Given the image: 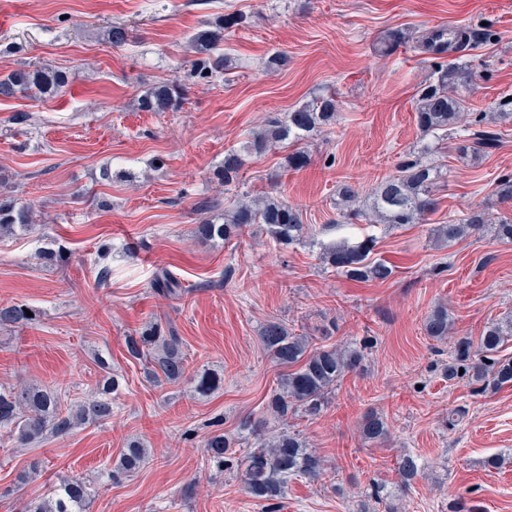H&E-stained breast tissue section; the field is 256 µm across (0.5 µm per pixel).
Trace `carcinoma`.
I'll return each mask as SVG.
<instances>
[{
    "label": "carcinoma",
    "mask_w": 512,
    "mask_h": 512,
    "mask_svg": "<svg viewBox=\"0 0 512 512\" xmlns=\"http://www.w3.org/2000/svg\"><path fill=\"white\" fill-rule=\"evenodd\" d=\"M242 13L228 12L202 23L189 39L195 58L189 61L188 75L208 82L224 77L232 70L228 57L221 51L224 34L242 26ZM108 41L121 47L128 43L125 26L115 24L107 30ZM409 36L401 30L389 32L380 42V51L388 53L407 44ZM420 53L441 55L448 51L442 32H431L412 43ZM477 72L471 62L456 60L437 62L430 79L420 86L415 98V121L425 135L439 131L450 132L467 116L462 92L474 84ZM67 84L65 71L47 64L22 63L6 78L0 79V97L11 98L19 94L29 99H46L57 95ZM186 86L179 77L159 83L145 90L138 98L143 112H178L182 108ZM336 97L325 93L286 113L272 117L260 131L252 134L237 148L224 153V163L217 172L224 186L238 184L246 158L261 155L277 144L293 147L288 154V167L299 170L309 164L308 154L300 148L302 142L336 121ZM426 151L401 165L396 174L383 178L370 196L359 200V194L349 184L340 189L341 201L346 209L340 217L347 224L359 221L386 224L399 228L419 224L436 206L435 192L438 173L425 160ZM34 211L18 205L14 199L0 196V237L13 235L34 223ZM253 224L265 225L266 233L276 245L286 248L303 236L302 212L288 202L273 195H265L249 203L236 204L224 209L222 217H205L197 225V236L204 241L216 238L228 241L245 233ZM492 225L494 235L501 241L512 242V218L493 220L487 209L474 206L461 218L448 220L435 229L436 238L451 243L468 234L484 231ZM376 238L366 236L355 243H336L323 247L321 262L347 278L357 282L385 281L393 268L385 261H371L370 254ZM153 288L169 296L184 292L181 283L168 271L157 275ZM33 311L25 304L0 305V326L27 325L36 317L26 315ZM452 318L448 306L435 308L424 321V331L435 341L448 337ZM512 338V317L487 324L477 339L462 337L456 340L448 364L443 368L452 381L461 377L483 389L500 390L512 387V357L499 355L505 340ZM261 339L273 362L285 369L280 392L271 400V407L286 420L299 414L318 415L328 395L344 377L362 361V351L347 347L320 345L311 336L294 334L277 322L266 324ZM127 355L145 363L146 375L176 383L187 378L186 355L182 341L171 323L159 320L145 330L126 338ZM195 388L206 394L218 386V379L207 372L193 375ZM118 390L115 380L109 378L84 401L73 408L65 406L57 391L33 385H22L0 392V429H7L26 446L43 440L47 435L64 436L78 424L104 423L112 418V395ZM205 441L204 451L210 461L219 467L234 459L231 439L224 434L221 423H214ZM365 441L382 444L389 436L383 416L367 415L362 424ZM149 458V450L142 444H131L119 463L106 471L110 481L119 482L138 472ZM240 477L253 498L276 501L284 493L291 477L318 479L324 472L323 459L298 434L282 431L271 442L251 448L240 458ZM397 471L408 483L418 471V459L405 454L397 461ZM95 497L94 487L81 479H68L50 489L48 498L26 507L25 512H90Z\"/></svg>",
    "instance_id": "cac0c4a2"
}]
</instances>
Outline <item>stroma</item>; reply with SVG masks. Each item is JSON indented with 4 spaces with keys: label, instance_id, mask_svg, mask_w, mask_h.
Returning <instances> with one entry per match:
<instances>
[{
    "label": "stroma",
    "instance_id": "35a3bbf8",
    "mask_svg": "<svg viewBox=\"0 0 512 512\" xmlns=\"http://www.w3.org/2000/svg\"><path fill=\"white\" fill-rule=\"evenodd\" d=\"M234 10L246 19L222 44L236 63L228 80L189 77L190 35ZM115 23L126 26L128 45L107 42ZM450 26L493 35L468 55L477 78L467 106L485 122L437 142L438 204L423 223H341L340 185L368 196L427 143L412 100L432 60L402 47L379 53L381 38ZM274 52L288 54L287 70H265ZM23 62L66 70L69 85L50 100L0 99V176L10 196L46 219L0 238V305L40 313L0 327V387L50 385L64 401L85 398L100 379V351L121 390L106 423L29 446L0 436V512H20L72 477L95 484L91 512H263L235 470L217 469L202 447L213 421L237 437L247 419L264 420L270 435L301 432L325 461L322 480H289L278 512H448L461 498L478 512H512V388L484 391L442 374L455 339L512 314V243L484 233L443 246L431 235L478 204L512 216V201L495 194L498 180L512 177V122L491 117L512 98V0H0V75ZM177 75L188 87L180 111L138 110L142 90ZM315 91L334 93L338 114L304 142L309 164L289 169L278 147L225 189L214 176L225 151ZM479 134L488 140L471 151ZM269 192L301 209L310 227L303 243L274 248L258 224L226 243L196 238L199 200L227 207ZM367 234L394 267L388 280L355 282L321 263V245ZM55 238L69 248L64 261H37ZM103 244L112 247V275L102 284ZM163 270L184 295L153 288ZM441 304L453 326L437 342L423 323ZM159 317L176 328L191 369L220 375L216 391L203 397L186 381H146L125 340ZM271 321L364 354L312 419L284 422L268 409L280 375L260 338ZM370 411L386 418L387 442L363 439ZM136 439L149 463L112 483L107 469ZM406 453L421 463L408 484L396 471ZM492 456L504 457L502 467L486 466ZM34 462L40 475L19 483Z\"/></svg>",
    "mask_w": 512,
    "mask_h": 512
}]
</instances>
